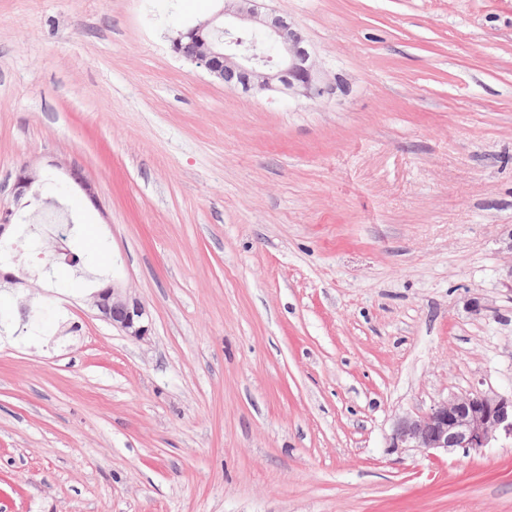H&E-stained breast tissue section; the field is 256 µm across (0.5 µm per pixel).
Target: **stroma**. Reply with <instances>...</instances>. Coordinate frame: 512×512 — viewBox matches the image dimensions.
Here are the masks:
<instances>
[{
    "label": "stroma",
    "mask_w": 512,
    "mask_h": 512,
    "mask_svg": "<svg viewBox=\"0 0 512 512\" xmlns=\"http://www.w3.org/2000/svg\"><path fill=\"white\" fill-rule=\"evenodd\" d=\"M264 5L331 95L175 55L217 0H0V210L26 165L95 192L66 236L6 233L0 512H512V437L388 445L512 395V0ZM105 281L144 340L92 307ZM93 304L112 327L126 336L143 340L149 334V314L137 298L132 297L114 283H106L92 295ZM512 436V395L476 393L435 404L396 420L389 447L464 453L486 448L497 435Z\"/></svg>",
    "instance_id": "obj_1"
}]
</instances>
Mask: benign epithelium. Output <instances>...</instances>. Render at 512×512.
I'll use <instances>...</instances> for the list:
<instances>
[{
	"label": "benign epithelium",
	"mask_w": 512,
	"mask_h": 512,
	"mask_svg": "<svg viewBox=\"0 0 512 512\" xmlns=\"http://www.w3.org/2000/svg\"><path fill=\"white\" fill-rule=\"evenodd\" d=\"M226 17L235 21L233 27L219 23ZM172 50L229 89H278L311 100L335 89L317 69L301 31L272 11H260L256 0H223L211 18L178 31ZM37 181L29 167H22L14 180V201L27 196ZM92 299L101 316L125 335L148 336L149 314L137 298L107 283ZM500 433L512 436V395L476 393L399 417L389 447L469 453L487 447Z\"/></svg>",
	"instance_id": "obj_1"
}]
</instances>
